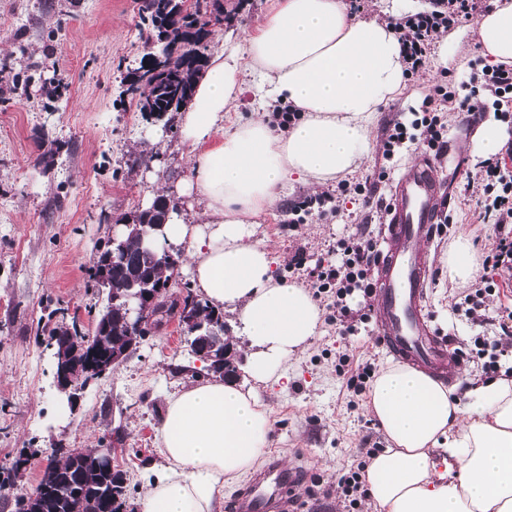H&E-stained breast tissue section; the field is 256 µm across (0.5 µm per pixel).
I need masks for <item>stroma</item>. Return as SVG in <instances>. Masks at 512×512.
Masks as SVG:
<instances>
[{
    "instance_id": "35a3bbf8",
    "label": "stroma",
    "mask_w": 512,
    "mask_h": 512,
    "mask_svg": "<svg viewBox=\"0 0 512 512\" xmlns=\"http://www.w3.org/2000/svg\"><path fill=\"white\" fill-rule=\"evenodd\" d=\"M139 7V0H81L76 8L67 0H0V61L32 77L26 99L0 100V465L25 461L12 474L9 493L0 495V512H16L17 498L38 484L51 454L62 457L103 444L113 446L114 461L126 474L124 512H140L147 482L164 465L154 427L169 396L202 376L184 334L171 325L89 384L72 412L60 400L53 358L36 334L38 319L53 309L85 316L98 309L91 267L98 245L112 233L113 218L147 206L157 195L175 193L189 173L180 127L166 131L148 123L121 93L124 64L145 51ZM269 7L270 0L246 6L224 0L225 10H238L239 16L214 28L209 51H216L223 38L255 32ZM454 32L449 40L433 39L430 66L407 77L397 101L378 113L372 150L347 176L348 191L325 186L335 213L290 223L289 201L309 192L298 184L274 209L256 216V237L278 259L277 272L287 282L313 288L319 268L335 261L338 240L379 235L389 179L426 154L417 142L385 162L388 128L411 121L438 80L468 73L470 61L479 56L469 26H455ZM443 52L447 66H434ZM37 73L63 79L67 97L46 98L33 79ZM440 109L448 119L446 150L433 163L450 200V226L429 246L433 277L426 312L450 350L460 353L461 376L454 389L461 396L487 377L482 359L472 352L476 338L497 341L505 361H512V335H503L497 320L500 307H512V281L498 282L487 296L485 317L453 309L467 290L448 280L450 244L458 236L470 237L481 259L495 234L483 221L475 191L483 175L471 148L480 125L461 129L457 103H441ZM48 138L59 146L50 164L41 160ZM140 152L154 154V161L129 169L130 155ZM365 181L378 184L369 203L353 191ZM389 360L373 335L343 334L341 325L326 319L309 348L290 361L287 380L257 385L272 425L270 453L307 474L299 512H375L364 497L350 507L339 482L366 465L369 449L389 445L366 411V395L356 394L348 379L364 366L377 370Z\"/></svg>"
}]
</instances>
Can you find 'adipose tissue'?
<instances>
[{"mask_svg": "<svg viewBox=\"0 0 512 512\" xmlns=\"http://www.w3.org/2000/svg\"><path fill=\"white\" fill-rule=\"evenodd\" d=\"M474 34L489 64H512V0H491ZM246 73L259 111L225 124ZM405 81L393 24L363 19L344 0H271L256 32L225 43L196 80L181 113L190 168L179 192L199 200L203 218L172 212L165 237L185 248L197 293L239 323L254 384L285 377L318 336L322 312L308 288L277 275L252 218L278 205L287 185L354 172L370 153L377 112ZM274 102L301 119L274 125ZM477 271L471 239L457 237L449 282L466 286ZM366 410L391 443L363 476L377 512H512V378L476 386L464 405L429 374L390 363L374 377ZM271 431L253 387L219 377L182 386L155 427L166 465L140 512H214L224 486L256 466Z\"/></svg>", "mask_w": 512, "mask_h": 512, "instance_id": "adipose-tissue-1", "label": "adipose tissue"}]
</instances>
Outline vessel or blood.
<instances>
[{
    "mask_svg": "<svg viewBox=\"0 0 512 512\" xmlns=\"http://www.w3.org/2000/svg\"><path fill=\"white\" fill-rule=\"evenodd\" d=\"M447 208L430 164L411 165L392 180L373 283L375 340L395 358L434 376L454 379L460 365L445 338L429 327L424 309L432 275L425 244L436 235ZM301 474L298 466L269 457L226 503V512H296Z\"/></svg>",
    "mask_w": 512,
    "mask_h": 512,
    "instance_id": "b4317fda",
    "label": "vessel or blood"
}]
</instances>
